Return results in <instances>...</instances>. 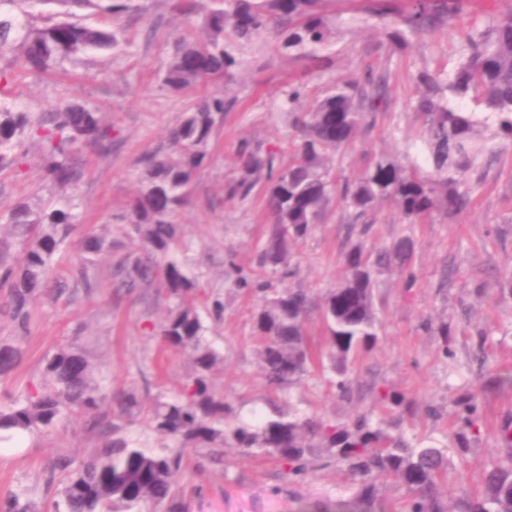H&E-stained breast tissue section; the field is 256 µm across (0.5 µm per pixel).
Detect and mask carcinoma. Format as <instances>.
<instances>
[{"mask_svg": "<svg viewBox=\"0 0 512 512\" xmlns=\"http://www.w3.org/2000/svg\"><path fill=\"white\" fill-rule=\"evenodd\" d=\"M334 0H182L177 10L203 13L202 37L173 35V52L160 77L161 88L180 93L211 82L224 91L207 93L183 113L165 142L140 163L138 189L121 225L123 235L140 243V251L123 254L115 264L119 288L159 284L167 303L155 325L161 341L187 356L191 374L179 393L157 396L144 415L149 442L132 432L142 412L138 390L112 391L97 380L98 367L84 353L62 346L45 358L43 384L0 404V433L51 429L73 415L84 417L95 440L90 457L79 464L58 459L47 483H64V512H187L186 492L175 482L193 448L211 463L224 461L225 450L265 460L279 467L288 482L336 461L357 481L359 512H376L378 486L393 481L406 491L404 512H512V457L485 472L483 489L462 492L448 505L441 485L447 467L443 448L434 441L411 442L402 429L411 411L400 390L384 382L371 387L375 413L344 421L310 417L275 401L290 396L303 377L317 371L338 400L353 399V371L362 351L377 341L379 294L376 276L395 269L414 283L410 270L413 242L398 238L388 247L366 244L369 216L392 202L410 224L437 211L455 216L466 208V176L484 166L488 153L512 149V13L502 15L467 38L456 67L443 73L422 72L414 110L423 119L421 147L414 159L382 152L355 178L341 183L333 174L336 156L354 141L373 114L386 105L384 84L367 76L336 82L332 90L304 109L291 85L293 111L286 150L242 141L236 149L235 176L224 184L228 200L244 202L261 187L268 215L264 241L256 246L252 268L231 269L228 288L256 298L250 310L251 336L263 384L274 400L269 412L252 420L213 382L224 355L209 337L207 319L224 316V302L202 288L203 273L179 257L189 251L174 215L187 202L186 188L208 156L213 134L224 113L237 103L230 85L237 76L239 46L261 37L278 41L288 56L315 66L335 39ZM457 0H409L399 10L395 0H370L368 12L392 25L394 43L420 37L451 21ZM91 7L97 23L74 22L69 12H51L43 25L20 4ZM145 11L142 0H0V83L8 84L23 67L43 75L88 51H111L126 42L121 20ZM112 125L80 104L38 115L0 102V173L14 168L16 152L28 136L43 148V178L63 190L78 179L74 155L83 147L112 150ZM338 200L349 232L362 237L343 252L346 275L334 288L313 297L307 288L288 284L298 275L296 253L321 223L329 204ZM73 196L55 194L35 205L19 203L0 216V319L14 335L0 336V380L20 363L19 338L30 332L35 305L56 271L55 259L74 240L81 223ZM77 283L86 293L100 288L98 258L112 253V240L87 232L79 241ZM55 280V279H53ZM69 281L55 280V298L68 293ZM317 313L325 328L324 347H310L306 322ZM443 337V354L453 356L448 324L425 322ZM452 435L459 450L488 432L483 399L465 391L453 402ZM23 493L0 500V512H31Z\"/></svg>", "mask_w": 512, "mask_h": 512, "instance_id": "carcinoma-1", "label": "carcinoma"}]
</instances>
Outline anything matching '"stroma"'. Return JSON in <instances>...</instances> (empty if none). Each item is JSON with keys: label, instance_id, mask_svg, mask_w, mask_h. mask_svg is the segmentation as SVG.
I'll return each instance as SVG.
<instances>
[{"label": "stroma", "instance_id": "1", "mask_svg": "<svg viewBox=\"0 0 512 512\" xmlns=\"http://www.w3.org/2000/svg\"><path fill=\"white\" fill-rule=\"evenodd\" d=\"M145 16L124 19L132 40L116 53L89 52L64 63L51 75L21 72L0 99L25 111L45 113L68 103L100 112L112 124V150L101 155L83 151L81 177L69 192L78 198L86 229L117 224L138 185L139 160L164 142L198 98L197 91L169 93L158 76L170 54L176 31L201 37L202 19L174 10L173 0H146ZM365 0H344L336 19V36L323 67L275 50L268 38L243 46L233 93L239 104L228 113L212 139L209 157L192 185L189 202L175 216L189 242L192 266L204 272V286L224 301V317L211 335L224 354L215 374L218 388L238 409H262L267 395L257 374L250 336V301L236 297L225 281L233 266L250 268L253 250L263 241L267 219L259 197L239 202L224 197V183L235 174L239 141L286 145L291 131L284 103L290 85L302 86L306 101L324 94L337 80L366 72L386 80L388 105L375 114L335 161L336 179L351 178L381 152H407L418 138L422 121L412 109L420 71L449 69L459 60L465 37L473 28L512 12V0H460L452 21L402 49L383 34V21L369 15ZM19 168L0 173V209L20 202H39L48 189L40 179L41 148L26 143ZM414 241L413 286L395 271L378 275L381 325L378 340L355 373L360 392L352 402L332 397L319 377L305 378L295 390L294 406L311 415L345 420L356 409L371 406L369 388L378 381L397 387L417 411L405 423L408 434L428 438L448 449L444 484L450 492L480 490L485 469L504 458L506 448L492 437L472 444L466 453L450 448L448 410L458 392L478 388L490 426L512 420V299H498L502 276L512 275V151L489 160L467 208L453 219L436 214L410 224L397 207H378L369 237L378 246L402 235ZM348 244L339 205H332L314 235L298 250V282L313 292L335 287L344 275L341 254ZM102 288L93 294L76 290L71 299L43 301L33 311L31 333L22 341L23 360L0 381V403L38 386L45 358L72 339L102 367L108 387L148 388L149 398L173 394L189 373L180 352L166 348L151 331L164 298L139 289L111 287L110 263L99 262ZM447 321L452 333L451 358H443L441 339L421 326L424 318ZM487 340H479L478 330ZM443 406L439 418L428 417L430 403ZM91 440L80 418L63 421L49 432L37 431L0 446V498L24 493L34 512H50L63 500V484H47L49 465L59 457L81 462ZM187 492L188 512H320L324 503L353 499L356 486L345 466L331 465L298 485L282 479L270 461L231 455L228 466L189 465L178 475Z\"/></svg>", "mask_w": 512, "mask_h": 512}]
</instances>
